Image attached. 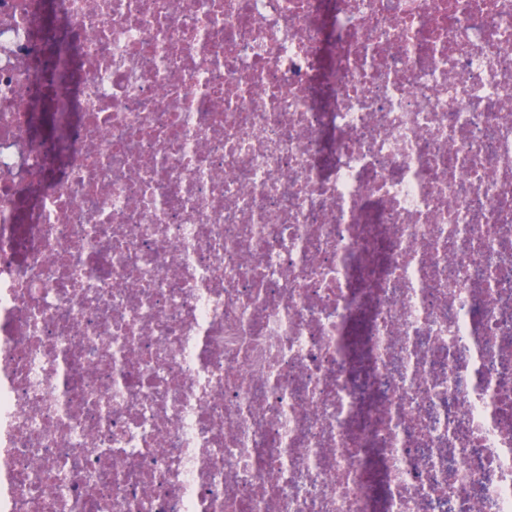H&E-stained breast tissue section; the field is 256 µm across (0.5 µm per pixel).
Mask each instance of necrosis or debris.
<instances>
[{"instance_id": "obj_1", "label": "necrosis or debris", "mask_w": 512, "mask_h": 512, "mask_svg": "<svg viewBox=\"0 0 512 512\" xmlns=\"http://www.w3.org/2000/svg\"><path fill=\"white\" fill-rule=\"evenodd\" d=\"M0 512H512V0H0Z\"/></svg>"}]
</instances>
